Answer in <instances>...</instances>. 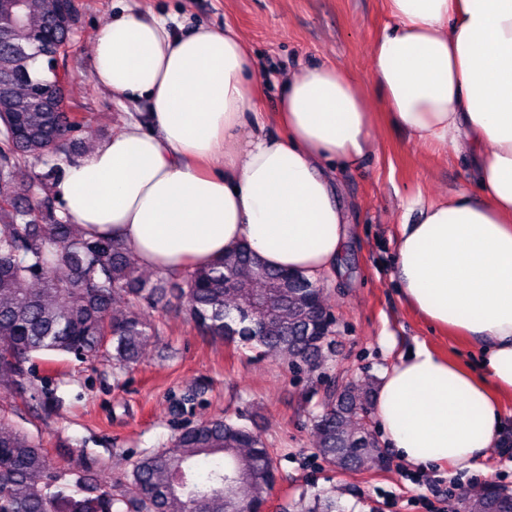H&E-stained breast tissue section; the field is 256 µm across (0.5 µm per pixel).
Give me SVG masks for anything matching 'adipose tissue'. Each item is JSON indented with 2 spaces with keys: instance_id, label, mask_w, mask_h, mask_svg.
Instances as JSON below:
<instances>
[{
  "instance_id": "1",
  "label": "adipose tissue",
  "mask_w": 512,
  "mask_h": 512,
  "mask_svg": "<svg viewBox=\"0 0 512 512\" xmlns=\"http://www.w3.org/2000/svg\"><path fill=\"white\" fill-rule=\"evenodd\" d=\"M368 81L329 65L283 74L270 133L250 102L259 70L239 33L122 9L94 45L97 82L119 104L147 101L64 169L63 213L122 241L143 267L205 266L248 243L268 267L332 271L349 217L336 170L360 167L377 95L411 140L469 161L476 191L406 202L394 278L434 329L462 336L463 364L418 345L386 369L375 414L413 467L474 468L512 396V0H387Z\"/></svg>"
}]
</instances>
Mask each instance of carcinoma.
<instances>
[{"instance_id": "obj_1", "label": "carcinoma", "mask_w": 512, "mask_h": 512, "mask_svg": "<svg viewBox=\"0 0 512 512\" xmlns=\"http://www.w3.org/2000/svg\"><path fill=\"white\" fill-rule=\"evenodd\" d=\"M59 0H30L0 34V84L21 108L0 116V391L33 389L29 363L99 356L119 366L138 361L157 328L150 310L167 294L203 336L281 355L313 369L331 346L332 315L317 283L261 263L245 245L191 270L142 275L124 243L79 232L56 215L54 186L88 118L67 89L46 100L51 79L31 75L48 36L65 54L74 31L53 26ZM373 386L358 379L326 392L311 418L315 451L341 470L371 468L376 439ZM220 456L205 468L201 460ZM277 479L270 449L241 412L181 429L165 448L132 463L127 477L74 474L0 413V512H257ZM458 512H512V493L479 490L457 498Z\"/></svg>"}]
</instances>
